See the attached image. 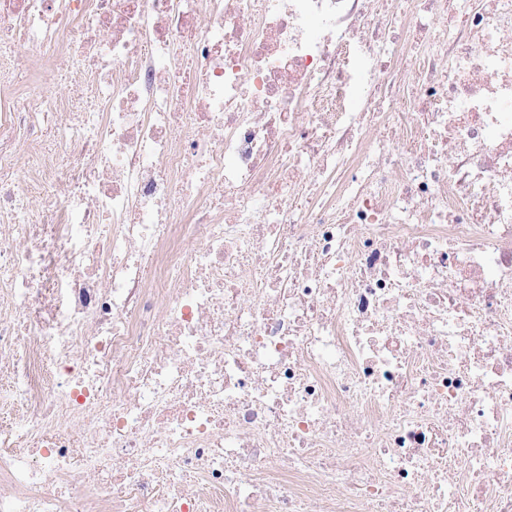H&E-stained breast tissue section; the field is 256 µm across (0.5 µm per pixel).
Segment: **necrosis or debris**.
I'll list each match as a JSON object with an SVG mask.
<instances>
[{
	"mask_svg": "<svg viewBox=\"0 0 512 512\" xmlns=\"http://www.w3.org/2000/svg\"><path fill=\"white\" fill-rule=\"evenodd\" d=\"M0 407V512H512V0H0Z\"/></svg>",
	"mask_w": 512,
	"mask_h": 512,
	"instance_id": "obj_1",
	"label": "necrosis or debris"
}]
</instances>
